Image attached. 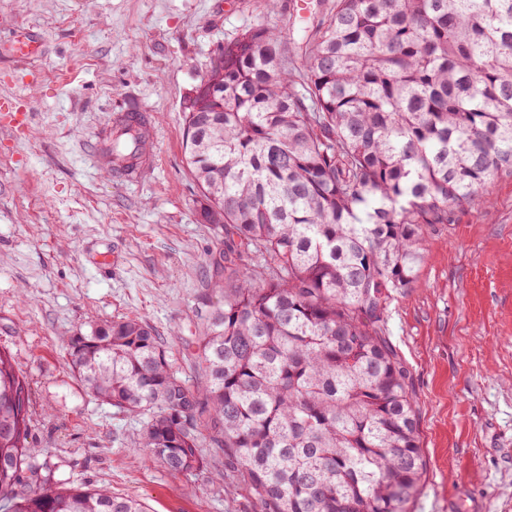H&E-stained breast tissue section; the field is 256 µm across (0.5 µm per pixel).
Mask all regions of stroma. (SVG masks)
Here are the masks:
<instances>
[{
  "instance_id": "35a3bbf8",
  "label": "stroma",
  "mask_w": 512,
  "mask_h": 512,
  "mask_svg": "<svg viewBox=\"0 0 512 512\" xmlns=\"http://www.w3.org/2000/svg\"><path fill=\"white\" fill-rule=\"evenodd\" d=\"M319 0H0V98L28 112L0 129V350L26 376L30 440L61 484L106 488L150 512H259L224 451L176 477L147 459L140 417L96 401L70 371V337L148 322L190 382L199 302L222 296L224 235L199 216L184 156L185 103L220 49L276 25L302 43ZM39 49L7 52L20 30ZM150 114L155 165L135 183L98 156L113 116ZM110 250L114 266L92 265ZM386 338L410 371L426 463L407 512H512V178L432 225L416 280L390 301Z\"/></svg>"
}]
</instances>
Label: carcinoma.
<instances>
[{
    "instance_id": "cac0c4a2",
    "label": "carcinoma",
    "mask_w": 512,
    "mask_h": 512,
    "mask_svg": "<svg viewBox=\"0 0 512 512\" xmlns=\"http://www.w3.org/2000/svg\"><path fill=\"white\" fill-rule=\"evenodd\" d=\"M211 78L185 107L200 215L224 218L229 242L211 262L224 302L193 341L204 378L189 384L137 317L71 337L70 366L144 417L140 447L174 476L210 471L209 440L260 512H407L425 461L388 305L415 282L427 228L512 177V0H331L300 66L258 27ZM22 396L0 351L5 512H145L54 482Z\"/></svg>"
}]
</instances>
